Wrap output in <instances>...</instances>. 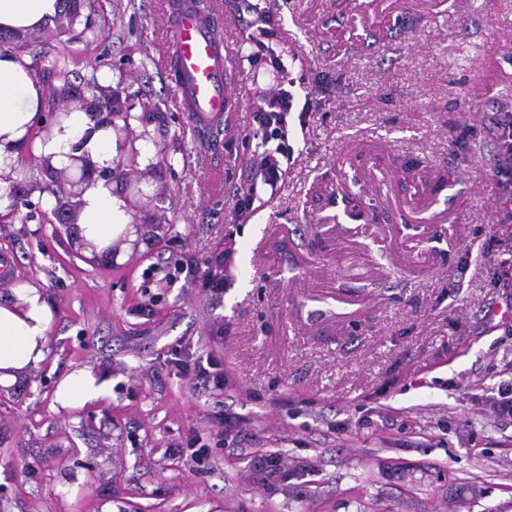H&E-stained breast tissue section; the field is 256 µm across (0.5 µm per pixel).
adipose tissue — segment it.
<instances>
[{
    "mask_svg": "<svg viewBox=\"0 0 512 512\" xmlns=\"http://www.w3.org/2000/svg\"><path fill=\"white\" fill-rule=\"evenodd\" d=\"M57 11V0H0V29L19 31L37 26ZM44 89L31 76L25 61L11 53H0V173L10 172L20 154L51 158L56 167L68 163L73 147L89 155L100 166H111L117 146L108 128L92 129L83 111H72L64 123L26 143V135L43 121ZM77 223L83 236L105 247L122 236L130 223L127 203L113 185L96 181L86 186ZM13 301L0 304V387L12 386L18 374L40 366L46 359L47 335L52 312L41 293L20 285ZM109 389L88 368H77L59 382L54 401L75 408L104 399Z\"/></svg>",
    "mask_w": 512,
    "mask_h": 512,
    "instance_id": "1",
    "label": "adipose tissue"
}]
</instances>
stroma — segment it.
<instances>
[{
    "mask_svg": "<svg viewBox=\"0 0 512 512\" xmlns=\"http://www.w3.org/2000/svg\"><path fill=\"white\" fill-rule=\"evenodd\" d=\"M199 2L239 50L241 107L218 143L175 95L167 0H79L91 29L73 41L52 21L0 33L44 86L71 53L50 109L108 87L152 138L113 180L147 191L137 254L73 253L37 216L47 176L32 162L21 219L0 225L14 268L0 303L26 284L53 314L45 363L0 388V512H512V418L494 407L512 383V194L486 132L512 110V0H251L258 38L238 0ZM276 63L291 158L242 216ZM447 211L455 222L437 221ZM224 249L214 298L191 271ZM177 347L221 358L228 385L196 387ZM80 367L109 398L54 407ZM195 435L200 463L174 452Z\"/></svg>",
    "mask_w": 512,
    "mask_h": 512,
    "instance_id": "35a3bbf8",
    "label": "stroma"
}]
</instances>
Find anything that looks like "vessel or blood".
I'll return each instance as SVG.
<instances>
[{"mask_svg": "<svg viewBox=\"0 0 512 512\" xmlns=\"http://www.w3.org/2000/svg\"><path fill=\"white\" fill-rule=\"evenodd\" d=\"M168 8V65L184 111L198 126L237 111L240 101L229 84L236 54L219 34L217 16L196 0H169Z\"/></svg>", "mask_w": 512, "mask_h": 512, "instance_id": "obj_1", "label": "vessel or blood"}]
</instances>
